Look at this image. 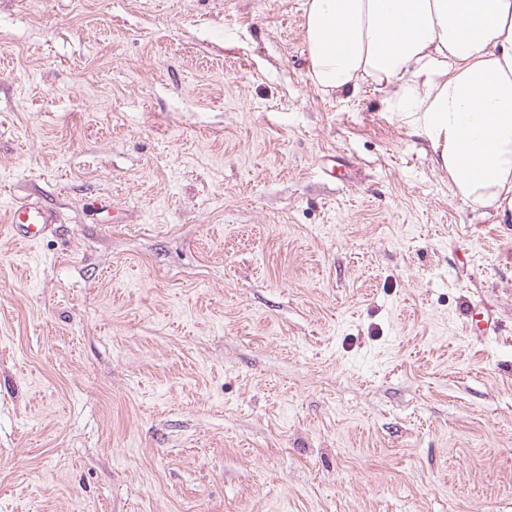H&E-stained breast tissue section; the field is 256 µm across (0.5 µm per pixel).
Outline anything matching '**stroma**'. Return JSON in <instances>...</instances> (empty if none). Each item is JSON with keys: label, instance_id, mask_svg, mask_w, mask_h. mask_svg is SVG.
Masks as SVG:
<instances>
[{"label": "stroma", "instance_id": "35a3bbf8", "mask_svg": "<svg viewBox=\"0 0 512 512\" xmlns=\"http://www.w3.org/2000/svg\"><path fill=\"white\" fill-rule=\"evenodd\" d=\"M304 3L0 0V512H512V209ZM6 222L11 225L17 240L30 243L51 232L54 224H58V216L40 200L25 197L11 203Z\"/></svg>", "mask_w": 512, "mask_h": 512}]
</instances>
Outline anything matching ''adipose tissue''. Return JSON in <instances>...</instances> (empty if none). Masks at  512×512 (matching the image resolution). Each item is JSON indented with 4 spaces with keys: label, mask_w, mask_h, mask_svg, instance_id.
<instances>
[{
    "label": "adipose tissue",
    "mask_w": 512,
    "mask_h": 512,
    "mask_svg": "<svg viewBox=\"0 0 512 512\" xmlns=\"http://www.w3.org/2000/svg\"><path fill=\"white\" fill-rule=\"evenodd\" d=\"M309 77L377 84L459 197L512 206V0H306Z\"/></svg>",
    "instance_id": "ef3b65f1"
}]
</instances>
